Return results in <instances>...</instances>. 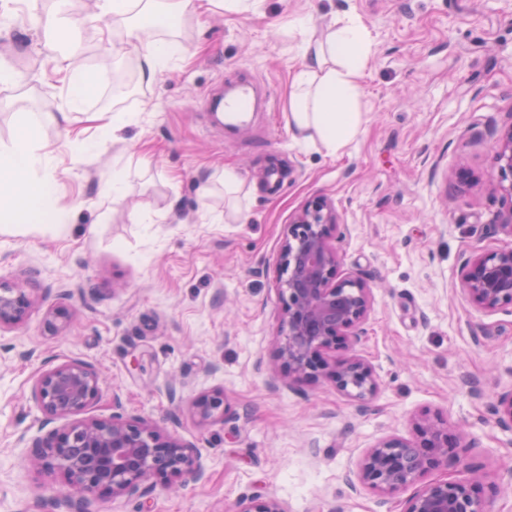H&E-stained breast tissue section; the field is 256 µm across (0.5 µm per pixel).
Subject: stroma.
<instances>
[{
  "mask_svg": "<svg viewBox=\"0 0 512 512\" xmlns=\"http://www.w3.org/2000/svg\"><path fill=\"white\" fill-rule=\"evenodd\" d=\"M55 10L9 0L0 31V66L15 74L0 82V147L29 113H46L34 144L64 215L28 228L0 208V278L32 299L21 325L0 328V512H66L61 474L25 459L34 438L70 422H46L32 392L71 360L103 372L88 416L145 420L194 446L201 471L154 479L141 497L98 493L97 512H234L256 497L283 512H404L411 490L384 495L357 473L379 441L414 439L422 417L471 448L412 490L473 467L476 496L512 512V429L493 413L512 391V310L477 311L459 290L465 258L512 247L495 225L494 164L512 122V0H263L171 20L103 16L97 0H75L79 23L49 34ZM346 14L370 40L365 123L332 155L296 143L283 114L304 40ZM299 17L308 29L293 26ZM134 23L174 52L155 82L118 95L113 79L137 69ZM70 59L108 77L79 112L52 73ZM229 84L261 100L236 134L208 107ZM117 112L126 125L103 140ZM84 140L101 147L80 153ZM226 169L240 179L230 200L216 181ZM116 177L125 197L114 203ZM318 196L336 205L342 273L372 290L366 335L336 352L372 365L378 390L363 402L324 375L288 386L275 360L283 233ZM57 308L69 321L54 333L46 315ZM217 388L224 415L199 422L194 400Z\"/></svg>",
  "mask_w": 512,
  "mask_h": 512,
  "instance_id": "35a3bbf8",
  "label": "stroma"
}]
</instances>
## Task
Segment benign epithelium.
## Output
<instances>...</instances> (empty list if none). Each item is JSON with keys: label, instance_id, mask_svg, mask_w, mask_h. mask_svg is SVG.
Wrapping results in <instances>:
<instances>
[{"label": "benign epithelium", "instance_id": "benign-epithelium-1", "mask_svg": "<svg viewBox=\"0 0 512 512\" xmlns=\"http://www.w3.org/2000/svg\"><path fill=\"white\" fill-rule=\"evenodd\" d=\"M496 179L509 207L496 216L501 231L512 237V123L497 139ZM339 216L326 197H316L287 225L277 260L276 290L282 301L281 327L276 342L279 369L288 385L314 379L323 370L336 389L357 399L378 389L373 367L349 356L328 362L326 355L346 348L366 334L372 292L359 277L340 274L341 259L334 241L339 238ZM460 290L480 311L512 307V247L474 254L461 268ZM31 306L22 288L0 282V327L24 321ZM100 375L91 365L71 361L43 372L33 397L47 419L79 415L100 395ZM201 421L225 412L224 391L215 390L194 403ZM499 422L512 428V392L496 407ZM417 438L380 441L363 458L360 479L384 494L407 489L423 472L458 457V446L448 430L423 418L416 423ZM28 462L61 472L78 494L69 502L73 512H95L94 494L141 496L156 477L197 476L192 447L144 421L86 417L33 441ZM235 512H282L274 499L252 498ZM404 512H488L474 496L469 480L437 482L414 493Z\"/></svg>", "mask_w": 512, "mask_h": 512}]
</instances>
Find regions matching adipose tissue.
<instances>
[{
	"instance_id": "adipose-tissue-1",
	"label": "adipose tissue",
	"mask_w": 512,
	"mask_h": 512,
	"mask_svg": "<svg viewBox=\"0 0 512 512\" xmlns=\"http://www.w3.org/2000/svg\"><path fill=\"white\" fill-rule=\"evenodd\" d=\"M262 0H101L100 9L115 14L174 19L188 7L244 11ZM367 32L357 17L347 16L326 41L305 43L302 64L295 72L285 124L294 139L322 144L335 153L361 132L364 116L358 108L360 74L368 57ZM43 116L31 114L24 129L0 150V194L18 213L28 216L53 211L50 161L37 153L32 132Z\"/></svg>"
}]
</instances>
